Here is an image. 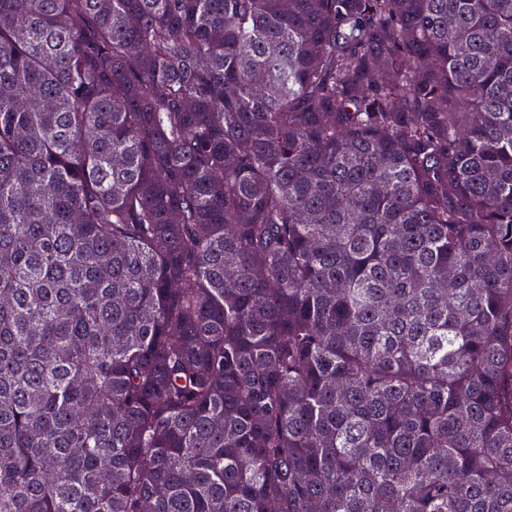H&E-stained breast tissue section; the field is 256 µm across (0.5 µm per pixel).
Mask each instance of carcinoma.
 Here are the masks:
<instances>
[{"label":"carcinoma","instance_id":"cac0c4a2","mask_svg":"<svg viewBox=\"0 0 512 512\" xmlns=\"http://www.w3.org/2000/svg\"><path fill=\"white\" fill-rule=\"evenodd\" d=\"M0 512H512V0H0Z\"/></svg>","mask_w":512,"mask_h":512}]
</instances>
